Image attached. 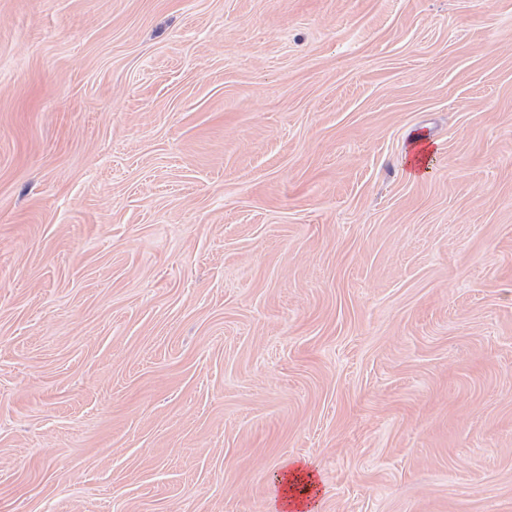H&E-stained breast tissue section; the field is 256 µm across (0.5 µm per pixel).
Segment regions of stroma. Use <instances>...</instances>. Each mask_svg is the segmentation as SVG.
<instances>
[{"label": "stroma", "mask_w": 512, "mask_h": 512, "mask_svg": "<svg viewBox=\"0 0 512 512\" xmlns=\"http://www.w3.org/2000/svg\"><path fill=\"white\" fill-rule=\"evenodd\" d=\"M294 458L512 512V0H0V512ZM424 138L414 135L411 137L409 147L401 158V166L409 179H418L424 176L428 170L431 160L434 159L436 150L422 146Z\"/></svg>", "instance_id": "1"}]
</instances>
